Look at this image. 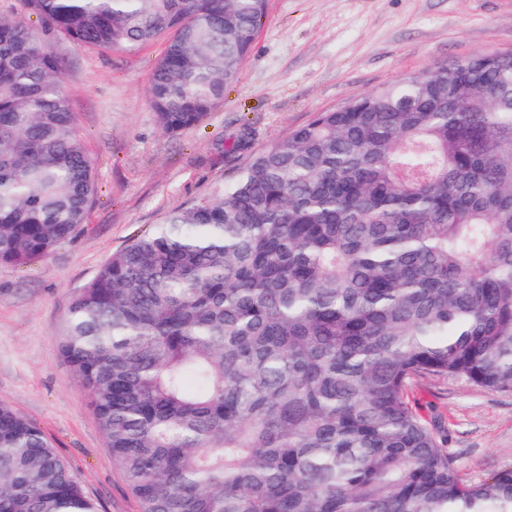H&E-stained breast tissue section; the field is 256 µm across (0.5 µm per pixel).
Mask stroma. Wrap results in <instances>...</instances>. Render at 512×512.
Masks as SVG:
<instances>
[{"label": "stroma", "instance_id": "1", "mask_svg": "<svg viewBox=\"0 0 512 512\" xmlns=\"http://www.w3.org/2000/svg\"><path fill=\"white\" fill-rule=\"evenodd\" d=\"M94 166L97 192L74 238L0 264V403L39 427L99 512H136L59 337L73 297L166 213L224 192L256 155L320 112L475 53L512 51V0H268L239 79L201 123L165 133L149 86L166 38L122 49L49 40ZM251 137L234 143L243 130ZM409 403L447 434L458 478L512 467V393L421 378Z\"/></svg>", "mask_w": 512, "mask_h": 512}]
</instances>
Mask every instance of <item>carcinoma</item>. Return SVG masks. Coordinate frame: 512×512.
<instances>
[{
	"mask_svg": "<svg viewBox=\"0 0 512 512\" xmlns=\"http://www.w3.org/2000/svg\"><path fill=\"white\" fill-rule=\"evenodd\" d=\"M104 49L168 37L170 132L224 100L267 0H25ZM63 61L0 15V263L85 222L95 176ZM138 512H512L462 483L407 399L423 377L512 393V52L318 113L218 198L170 212L75 295L60 336ZM0 512H97L0 404Z\"/></svg>",
	"mask_w": 512,
	"mask_h": 512,
	"instance_id": "carcinoma-1",
	"label": "carcinoma"
}]
</instances>
